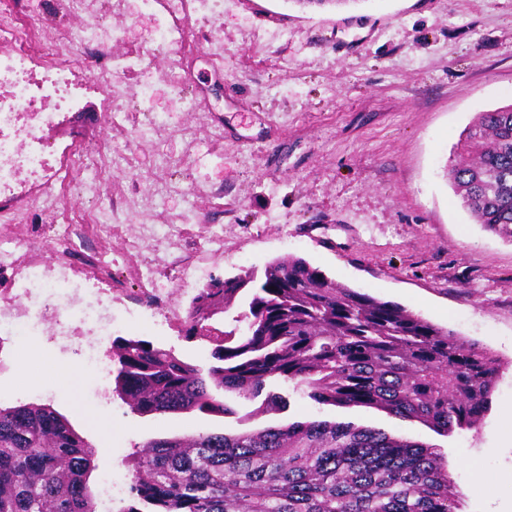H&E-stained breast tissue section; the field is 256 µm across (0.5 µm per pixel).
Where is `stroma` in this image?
I'll use <instances>...</instances> for the list:
<instances>
[{"mask_svg":"<svg viewBox=\"0 0 512 512\" xmlns=\"http://www.w3.org/2000/svg\"><path fill=\"white\" fill-rule=\"evenodd\" d=\"M0 0L18 21L70 33L61 57L79 104L42 131L50 166L69 149L112 155L111 176L94 197L46 194L21 174L28 221L47 223L45 204L72 219L96 205L119 226L111 279L90 285L137 293L135 255L125 239L154 225L141 206L156 197L148 266L158 296L179 312L204 282L242 270L263 272L282 256L301 257L337 282L391 301L495 352L501 369L491 406L475 430L436 432L368 406L320 405L293 384L270 382L288 407L234 403L226 415L132 413L104 400L112 364L61 387L44 359L81 363L73 338L14 336L0 346V403L48 404L93 444L89 419L102 406L112 451L96 455L89 484L101 512L109 485L128 487L127 455L154 438L236 435L291 421L372 428L433 448L459 494V512H512V243L476 224L444 177L479 112L512 103V0H350L304 8L295 0H220L180 39L156 47L165 12L142 0H100L104 43L81 39L87 16L45 0ZM165 128L147 133L152 116ZM125 125L111 139L109 121ZM183 320L135 311L101 343L137 336L205 366L210 348L186 340ZM38 342L33 352L30 342ZM41 377L39 390L24 382Z\"/></svg>","mask_w":512,"mask_h":512,"instance_id":"1","label":"stroma"}]
</instances>
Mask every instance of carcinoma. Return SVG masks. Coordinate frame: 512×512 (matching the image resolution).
<instances>
[{"instance_id": "1", "label": "carcinoma", "mask_w": 512, "mask_h": 512, "mask_svg": "<svg viewBox=\"0 0 512 512\" xmlns=\"http://www.w3.org/2000/svg\"><path fill=\"white\" fill-rule=\"evenodd\" d=\"M445 176L477 223L512 241V103L478 113ZM185 338L211 346L207 367L113 339L112 396L139 415L229 414L224 394L253 401L282 380L318 404L446 432L479 426L501 368L490 349L293 256L201 288ZM95 453L49 404L0 406V512H98ZM125 465L129 499L116 512H458L429 447L329 421L153 439Z\"/></svg>"}]
</instances>
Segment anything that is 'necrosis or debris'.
Instances as JSON below:
<instances>
[{"instance_id": "4bbe7bcc", "label": "necrosis or debris", "mask_w": 512, "mask_h": 512, "mask_svg": "<svg viewBox=\"0 0 512 512\" xmlns=\"http://www.w3.org/2000/svg\"><path fill=\"white\" fill-rule=\"evenodd\" d=\"M216 6L217 0H178L170 11V20L160 22L155 28L153 42L169 44L174 33ZM34 38L42 41L44 50L41 79L35 85L29 78L31 58L27 51L29 41ZM61 48L55 33L24 29L0 15V86L9 89L8 97L0 98V201L15 203L20 218L19 223L0 226V269L10 274L8 281L0 283V334L38 336L48 324L55 331H63L71 309L53 302L52 297L56 289L69 288L77 297L80 323L90 336L84 356L91 359L99 353V336L112 327L114 306L119 302L113 294L87 288L72 267L71 257L78 241L96 236L95 227L67 224L57 231L53 269L43 272L31 256L34 244L41 237V227L26 222L27 208L20 205L16 192L17 172L22 168L52 186L64 187L72 180H80L90 192L95 191L109 171L104 158L84 151L72 153L65 168H50L39 146L40 128L54 121V113H39L37 123L22 129L17 126L19 114L29 111L36 99L57 104L66 102L70 68L57 59ZM19 130L33 145L24 155L15 144V133Z\"/></svg>"}]
</instances>
